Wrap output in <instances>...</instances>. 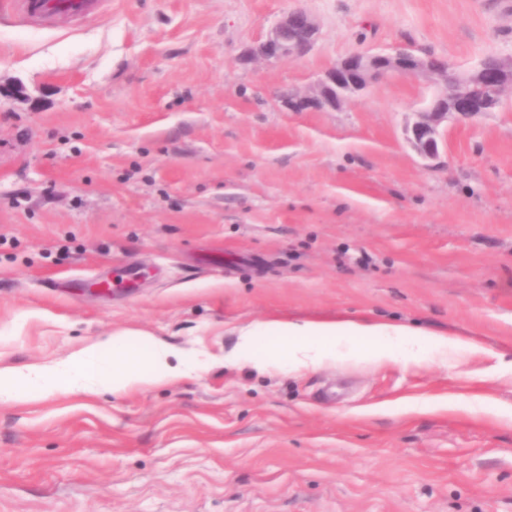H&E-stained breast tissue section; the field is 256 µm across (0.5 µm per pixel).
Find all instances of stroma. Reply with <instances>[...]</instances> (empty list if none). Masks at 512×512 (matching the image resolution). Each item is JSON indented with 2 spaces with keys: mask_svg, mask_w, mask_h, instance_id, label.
I'll return each mask as SVG.
<instances>
[{
  "mask_svg": "<svg viewBox=\"0 0 512 512\" xmlns=\"http://www.w3.org/2000/svg\"><path fill=\"white\" fill-rule=\"evenodd\" d=\"M295 9L318 23L311 50L256 58ZM396 49L461 70L510 57L512 0H106L49 26L0 11V368L124 330L195 367L0 402V512H512V91L433 161L410 141L430 80L336 109L281 97ZM275 317L484 351L225 362L238 328Z\"/></svg>",
  "mask_w": 512,
  "mask_h": 512,
  "instance_id": "1",
  "label": "stroma"
}]
</instances>
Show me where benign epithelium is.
Wrapping results in <instances>:
<instances>
[{
  "label": "benign epithelium",
  "instance_id": "1",
  "mask_svg": "<svg viewBox=\"0 0 512 512\" xmlns=\"http://www.w3.org/2000/svg\"><path fill=\"white\" fill-rule=\"evenodd\" d=\"M318 24L305 11L294 10L283 17L267 37L255 47V55L266 60L298 59L315 43ZM433 78L437 84L450 85L455 91L448 104L447 91L437 92L420 111V120L412 126V144L426 159L439 155V126L452 115L494 112L501 106L505 87L512 86V58L489 56L478 66L459 70L448 62L421 57L405 50L394 53H355L337 62L316 84L313 94L303 96L291 107L297 111L309 106L335 109L370 85L392 75Z\"/></svg>",
  "mask_w": 512,
  "mask_h": 512
}]
</instances>
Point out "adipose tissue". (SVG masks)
Returning a JSON list of instances; mask_svg holds the SVG:
<instances>
[{"label": "adipose tissue", "instance_id": "adipose-tissue-1", "mask_svg": "<svg viewBox=\"0 0 512 512\" xmlns=\"http://www.w3.org/2000/svg\"><path fill=\"white\" fill-rule=\"evenodd\" d=\"M272 340L260 343V332ZM243 347L252 349L256 369L303 373L335 364L336 344L348 337L353 346L347 356L358 362L421 361L428 353L447 350L480 352L479 344L443 333L415 330L387 321L286 320L273 319L264 328L243 327L238 331ZM112 350L111 361L101 356ZM175 350L150 333L125 330L113 333L107 344H93L50 365L25 369H0V400L17 399L19 393L38 398L53 392L96 393L107 387L124 393L140 385H155L186 375L185 364H172Z\"/></svg>", "mask_w": 512, "mask_h": 512}]
</instances>
